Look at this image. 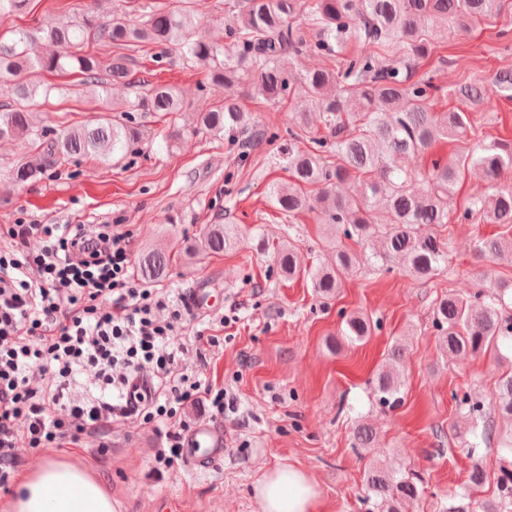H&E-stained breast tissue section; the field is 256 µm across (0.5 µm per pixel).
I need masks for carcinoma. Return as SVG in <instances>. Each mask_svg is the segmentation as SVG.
<instances>
[{
  "mask_svg": "<svg viewBox=\"0 0 512 512\" xmlns=\"http://www.w3.org/2000/svg\"><path fill=\"white\" fill-rule=\"evenodd\" d=\"M95 7L75 15L65 27L25 29L0 38V83L12 88V101L0 103V140L20 142L24 158L13 171L14 181L39 179L59 167L81 160L110 165L134 151L140 135L134 113L157 112L166 117L184 111L173 84L136 76L133 59L109 56L98 48L112 45L131 49L159 47L153 61L160 64L169 49L183 64L199 68L217 84H245L268 102L291 100L297 106L288 116V137L304 139L308 147L288 150L291 180L270 186L271 201L290 219L310 211L321 223L344 228V236L368 248L363 255L334 247L328 264L310 265L295 245L277 247L280 275L304 277L323 299L342 287L343 275L364 261L384 271L399 261L414 281H429L448 270L449 242L441 234L460 175L480 169L494 179L512 167V143L480 142L450 158H438L414 187V176L403 166L410 155L427 152L434 144L467 135L473 128L472 110L491 104L493 97H512V73L496 75L492 84L471 78L460 86L465 108L435 112L430 101L443 93L432 77H416L440 40L452 31L471 27L505 13V0H237L225 26V43L216 45L196 31L192 8H154L134 21L119 13L108 16ZM306 14L308 23L294 19ZM336 58L332 68L305 69L308 54ZM76 76V87L105 91L121 84L128 96L93 121L57 131L37 121L53 87L43 77ZM197 129L213 137H235L246 131L257 140L267 131L253 128L239 105L226 99L200 113ZM357 179L360 194L346 197L339 185ZM464 223L477 219L500 224L493 238L478 240L477 250L490 261L512 257V189H498L474 199L455 213ZM240 234L234 224H210L193 242L178 251L189 255L222 254L235 248ZM170 266L169 248L143 252L138 272L148 282L162 280ZM512 289L489 281L472 294L448 292L436 303L432 327L443 350L458 359L478 357L489 347L512 349V316L505 315ZM378 327L361 312L344 317L342 336L362 341ZM405 345L396 341L387 362L377 373L373 392L379 404L394 408L403 398L402 380L394 365L404 357ZM456 407L473 420L474 442L467 454L497 446L508 460L497 481L492 502L475 505L473 492L485 481L483 468L473 465L465 490L448 493L446 512H512V433L500 434L496 419L512 421V373L503 376L490 401L469 392L452 394ZM373 429L359 423L354 447L369 448ZM365 502L380 512H405L425 492L422 477L412 471L373 467L364 475Z\"/></svg>",
  "mask_w": 512,
  "mask_h": 512,
  "instance_id": "obj_1",
  "label": "carcinoma"
}]
</instances>
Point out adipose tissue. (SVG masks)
<instances>
[{"mask_svg": "<svg viewBox=\"0 0 512 512\" xmlns=\"http://www.w3.org/2000/svg\"><path fill=\"white\" fill-rule=\"evenodd\" d=\"M261 512H317L318 495L301 469L283 465L264 473L254 487ZM14 512H120L104 485L75 464L43 460L21 475Z\"/></svg>", "mask_w": 512, "mask_h": 512, "instance_id": "1", "label": "adipose tissue"}]
</instances>
